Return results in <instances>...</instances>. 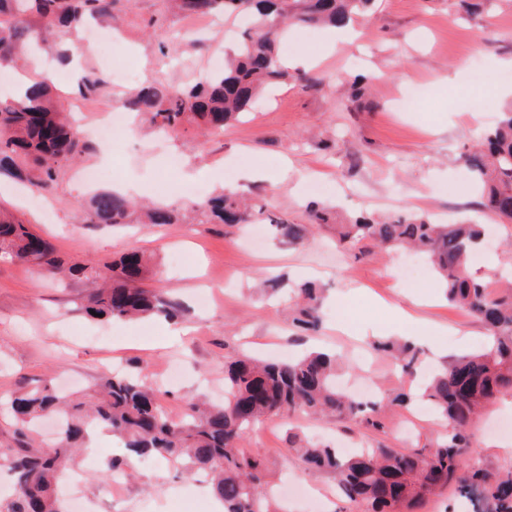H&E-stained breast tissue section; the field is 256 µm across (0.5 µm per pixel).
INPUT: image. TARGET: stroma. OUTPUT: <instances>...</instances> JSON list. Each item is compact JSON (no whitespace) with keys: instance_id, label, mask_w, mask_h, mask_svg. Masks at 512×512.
I'll use <instances>...</instances> for the list:
<instances>
[{"instance_id":"stroma-1","label":"stroma","mask_w":512,"mask_h":512,"mask_svg":"<svg viewBox=\"0 0 512 512\" xmlns=\"http://www.w3.org/2000/svg\"><path fill=\"white\" fill-rule=\"evenodd\" d=\"M377 6L371 26L324 55L322 30L289 29L281 57L320 54L304 67L312 86L281 82L257 98L247 116L207 137L188 124L162 141L138 125L119 134L106 185H135L136 197L146 199L157 183H197L212 192L224 188V171L232 165L236 186L296 224L306 223V207L316 199L307 190L314 178L331 185L325 201L342 217L411 210L441 220L488 222L462 156L496 123V91L512 86V69L494 64L512 57V0H484L474 14L459 0H378ZM160 7L161 0H133L123 13L119 48L134 77L108 85L100 105L119 107L133 90L153 82H200L211 60L239 35L234 18L176 16L169 18L163 39L148 37L144 21ZM475 72L483 84L471 89L467 79ZM357 81L370 87L368 97H352ZM23 194L21 183L0 179V205L49 239L66 262L98 266L132 250L145 252L161 287L188 315L181 322L184 335L174 337L160 316L90 320L78 310L84 280H53L31 265L1 258L0 398L47 376L57 390L84 399L114 368L141 367L152 376L175 361L183 373L164 386L160 400L178 417L184 397L223 402L225 360L240 354L277 359L320 345L353 363V379H376L381 399L399 387L402 376L373 352L372 337H416L421 361L429 366L487 341L484 324L449 306L441 289L407 287L399 276L404 254L372 246L361 255L338 246L332 225L315 229L308 244L295 249L248 226H90L80 221L90 193L70 174L46 199L55 223L26 205ZM272 277L319 281L326 299L318 335L298 339L283 305L256 292L255 283ZM402 308L412 320L399 316ZM457 328L469 330L468 341L454 336ZM507 416L512 417V402L503 400L489 406L475 426L471 457L491 471L512 468V438L487 432ZM378 418L383 427L375 431L292 414L251 427L243 445L262 459L267 486L287 502L288 512H308L300 499L303 487L315 497L318 512H340L344 502L332 479L309 475L288 435L335 446L410 449L432 446L441 432L437 421L417 409L385 406ZM123 455L122 442L106 434L77 459L81 493L96 512H208L211 502L199 496L196 481L176 476L170 462L153 457L136 460L133 479L121 492L108 493L102 468Z\"/></svg>"}]
</instances>
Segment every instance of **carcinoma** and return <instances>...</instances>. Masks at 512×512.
Segmentation results:
<instances>
[{
    "instance_id": "cac0c4a2",
    "label": "carcinoma",
    "mask_w": 512,
    "mask_h": 512,
    "mask_svg": "<svg viewBox=\"0 0 512 512\" xmlns=\"http://www.w3.org/2000/svg\"><path fill=\"white\" fill-rule=\"evenodd\" d=\"M374 2L163 0L166 13L245 16L249 26L225 58L223 70L206 82L190 87L156 82L137 90L125 106L158 132L191 122L207 131L222 129L247 112L266 86L288 77L277 64V44L288 26H347L368 19ZM129 4L131 0H0V62L18 64L31 46L53 50L71 31L91 23L110 26ZM107 86L106 76L91 67L75 93L94 99ZM55 90L51 75L41 72L28 87L18 85L0 99V172L25 175L32 190L42 195L55 191L62 173L94 151L69 125L67 108ZM465 163L489 211L501 223L512 224V103L467 151ZM188 212L198 214L202 224H267L276 239L294 246L305 244L312 228L334 219L331 207L317 203L308 206L307 224L273 219L265 205L224 190L201 203L154 207L102 190L83 205L82 220L111 226L181 224ZM336 231L343 243L367 241L421 256L448 304L483 321L490 342L485 349L451 358L423 384L422 396L448 424L445 441L435 447L378 446L345 455L295 435L298 457L309 470L333 476L351 512H421L428 499L450 487L462 497L484 502L488 512H512V470L491 473L466 464L480 410L500 396L512 397V283L470 271L485 228L436 222L420 214L361 213L336 225ZM0 253L34 264L45 276L64 271L55 247L2 208ZM150 264L144 254L130 252L100 267H69L80 270L89 283L81 310L111 320L184 318L180 301L161 288L141 285ZM323 292L314 282L289 291L293 326L306 336L321 328ZM373 348L402 375L417 374L420 351L412 342L380 337ZM349 369L342 355L322 350L285 361L239 359L224 369V405L196 397L178 419L157 402L152 380L139 371L106 378L92 400L76 403L59 395L46 378L6 402L16 433L26 438L19 448H0V460L13 479L6 512H64L58 493L61 475L96 430L121 438L138 455L180 464L187 477L208 474L224 512H278L268 498L263 463L244 451L243 434L285 413L332 416L381 428L374 419L377 402L352 397L338 387L337 380ZM48 415L56 417L58 439L51 446H35L30 433Z\"/></svg>"
}]
</instances>
